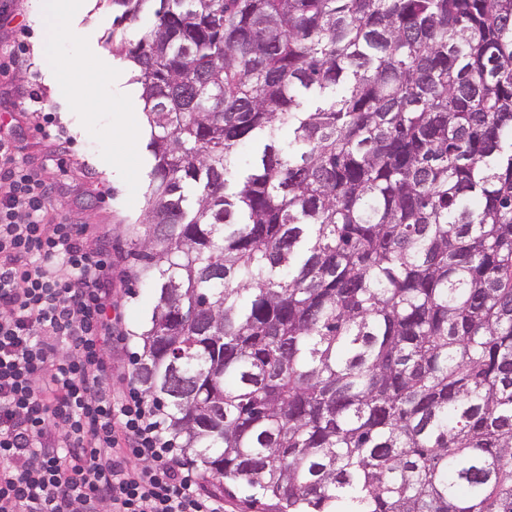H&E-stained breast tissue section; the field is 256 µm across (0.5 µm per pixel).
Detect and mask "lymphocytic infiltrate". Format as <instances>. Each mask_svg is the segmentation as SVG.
Listing matches in <instances>:
<instances>
[{"instance_id":"f902f5d3","label":"lymphocytic infiltrate","mask_w":512,"mask_h":512,"mask_svg":"<svg viewBox=\"0 0 512 512\" xmlns=\"http://www.w3.org/2000/svg\"><path fill=\"white\" fill-rule=\"evenodd\" d=\"M0 182V512H224L142 393L112 392L109 246L1 134Z\"/></svg>"}]
</instances>
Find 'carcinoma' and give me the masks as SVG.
Returning <instances> with one entry per match:
<instances>
[{"label": "carcinoma", "instance_id": "cac0c4a2", "mask_svg": "<svg viewBox=\"0 0 512 512\" xmlns=\"http://www.w3.org/2000/svg\"><path fill=\"white\" fill-rule=\"evenodd\" d=\"M111 2L169 447L278 512H512V0Z\"/></svg>", "mask_w": 512, "mask_h": 512}]
</instances>
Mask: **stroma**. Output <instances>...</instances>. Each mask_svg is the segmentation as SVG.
I'll use <instances>...</instances> for the list:
<instances>
[{"label": "stroma", "instance_id": "stroma-1", "mask_svg": "<svg viewBox=\"0 0 512 512\" xmlns=\"http://www.w3.org/2000/svg\"><path fill=\"white\" fill-rule=\"evenodd\" d=\"M114 19L109 0H96L78 27L66 17H36L33 0H0V49L26 60L23 72L0 74V125L20 129L14 143L20 159L50 163L58 219L112 230V297L122 317L112 388L121 392L133 385L132 357L142 348L138 333L155 304L148 282L130 281L127 257L153 160L139 84L126 99L113 84L132 73L107 41ZM49 71L55 82L46 79ZM60 143L66 151L58 156ZM116 164L124 169L119 179L112 172Z\"/></svg>", "mask_w": 512, "mask_h": 512}]
</instances>
